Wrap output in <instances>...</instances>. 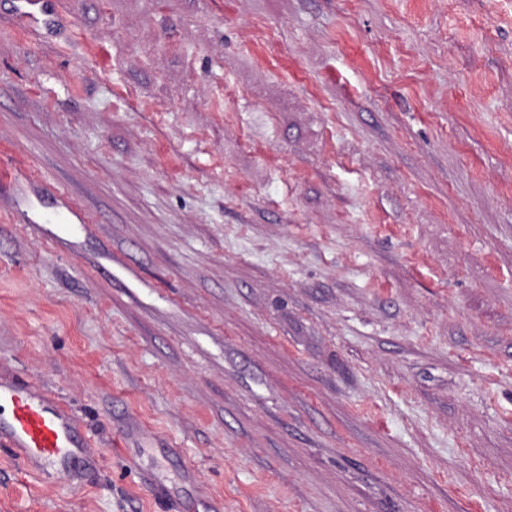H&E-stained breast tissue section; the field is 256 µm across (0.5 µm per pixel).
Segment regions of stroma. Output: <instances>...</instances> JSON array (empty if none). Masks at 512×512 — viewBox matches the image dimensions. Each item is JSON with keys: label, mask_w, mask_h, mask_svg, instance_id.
<instances>
[{"label": "stroma", "mask_w": 512, "mask_h": 512, "mask_svg": "<svg viewBox=\"0 0 512 512\" xmlns=\"http://www.w3.org/2000/svg\"><path fill=\"white\" fill-rule=\"evenodd\" d=\"M0 17V371L97 464L0 512H512V0Z\"/></svg>", "instance_id": "1"}]
</instances>
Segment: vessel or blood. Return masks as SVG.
Returning a JSON list of instances; mask_svg holds the SVG:
<instances>
[{"instance_id": "b4317fda", "label": "vessel or blood", "mask_w": 512, "mask_h": 512, "mask_svg": "<svg viewBox=\"0 0 512 512\" xmlns=\"http://www.w3.org/2000/svg\"><path fill=\"white\" fill-rule=\"evenodd\" d=\"M12 18L23 30L59 20L56 0H8ZM0 445L23 466L70 474L89 464L92 453L74 416L45 392L10 373L0 374Z\"/></svg>"}]
</instances>
